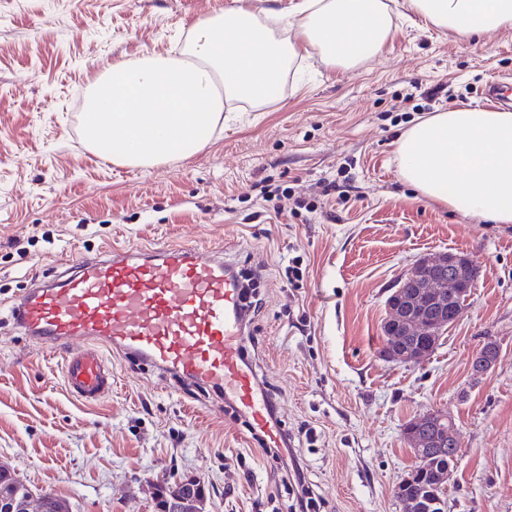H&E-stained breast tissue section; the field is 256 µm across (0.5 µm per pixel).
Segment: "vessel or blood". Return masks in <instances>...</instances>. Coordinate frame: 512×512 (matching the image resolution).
Listing matches in <instances>:
<instances>
[{"label": "vessel or blood", "mask_w": 512, "mask_h": 512, "mask_svg": "<svg viewBox=\"0 0 512 512\" xmlns=\"http://www.w3.org/2000/svg\"><path fill=\"white\" fill-rule=\"evenodd\" d=\"M35 343L61 353L69 394L92 406L112 391L106 351L197 384L224 386L268 447L281 431L242 362L245 312L222 253L190 244L113 248L68 263L12 308Z\"/></svg>", "instance_id": "obj_1"}]
</instances>
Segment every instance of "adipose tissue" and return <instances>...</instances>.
Wrapping results in <instances>:
<instances>
[{"mask_svg":"<svg viewBox=\"0 0 512 512\" xmlns=\"http://www.w3.org/2000/svg\"><path fill=\"white\" fill-rule=\"evenodd\" d=\"M464 35L512 28V0H410ZM391 28L384 0H297L256 13L249 0L192 27L186 62L118 60L93 81L82 121L98 155L131 165L189 158L224 122V104L276 101L299 48L350 67L374 59ZM403 179L465 217L512 224V112L457 107L399 138Z\"/></svg>","mask_w":512,"mask_h":512,"instance_id":"ef3b65f1","label":"adipose tissue"}]
</instances>
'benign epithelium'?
<instances>
[{"label":"benign epithelium","mask_w":512,"mask_h":512,"mask_svg":"<svg viewBox=\"0 0 512 512\" xmlns=\"http://www.w3.org/2000/svg\"><path fill=\"white\" fill-rule=\"evenodd\" d=\"M469 267L470 260L443 253L434 258H420L406 271L386 301L383 335L389 345L399 347L390 358L414 365L432 354L434 338L460 314V302L468 291ZM497 359L498 349L494 345L477 353L472 360L474 377L487 373ZM454 431L452 418L432 409L418 415L404 432L417 466L427 464L435 452L450 453L448 468L435 476L443 491L453 479L458 463ZM205 497V480L196 474L185 475L170 488L164 510L195 512ZM46 501V495L33 493L19 499L10 487L0 485V512H46Z\"/></svg>","instance_id":"1"}]
</instances>
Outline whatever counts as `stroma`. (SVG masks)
Masks as SVG:
<instances>
[{"label": "stroma", "mask_w": 512, "mask_h": 512, "mask_svg": "<svg viewBox=\"0 0 512 512\" xmlns=\"http://www.w3.org/2000/svg\"><path fill=\"white\" fill-rule=\"evenodd\" d=\"M391 33L371 61L290 59L280 98L235 102L212 142L154 167L106 164L82 137L92 75L120 59H176L201 17L234 0H0V462L71 512H156V481L196 474L206 512H287L292 480L223 393L111 356L112 393L71 397L61 355L9 318L66 255L184 242L223 251L262 300L246 323L249 368L273 390L310 512H401L414 464L404 424L438 409L459 460L448 512H512V224H485L406 183L398 137L416 121L476 107L488 85L512 111V28L465 37L386 0ZM288 189L281 214L261 198ZM467 255L477 277L429 358L384 357L386 300L417 259ZM297 267V278L287 276ZM495 366L471 380L485 342Z\"/></svg>", "instance_id": "1"}]
</instances>
